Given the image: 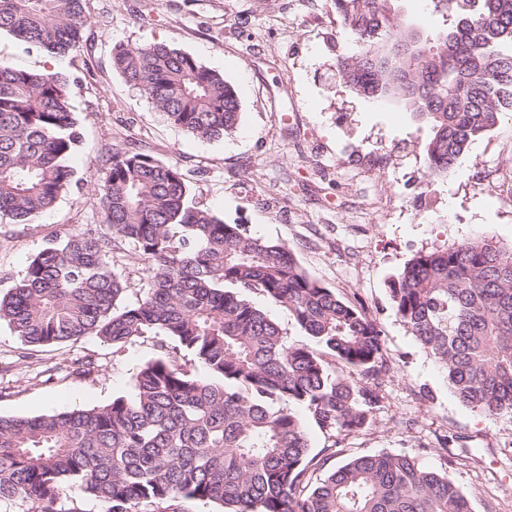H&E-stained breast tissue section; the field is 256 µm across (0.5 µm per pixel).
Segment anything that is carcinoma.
<instances>
[{"label": "carcinoma", "mask_w": 512, "mask_h": 512, "mask_svg": "<svg viewBox=\"0 0 512 512\" xmlns=\"http://www.w3.org/2000/svg\"><path fill=\"white\" fill-rule=\"evenodd\" d=\"M332 2L351 45L336 58L339 77L357 96L400 99L425 120L427 176L451 171L512 111V0H431L448 25L425 37L398 29L394 0ZM87 22L84 0H0V33L51 55L76 50ZM112 65L196 138L239 124L235 87L190 53L119 44ZM75 125L65 77L0 62L1 216L26 224L70 189ZM188 195L178 163L112 153L103 232L46 247L0 296V322L30 346L97 335L124 347L152 332L177 343L140 368L130 397L0 417V504L81 512L78 495L104 512H187L189 500L222 512H471L448 474L410 456L356 455L328 470L336 449L311 453L307 424L334 438L370 423L381 331L310 277L288 244L248 235ZM125 244L149 261V287L122 306L126 282L107 256ZM252 292L286 308L306 342H290ZM389 296L460 402L512 417V249L485 235L420 252Z\"/></svg>", "instance_id": "carcinoma-1"}]
</instances>
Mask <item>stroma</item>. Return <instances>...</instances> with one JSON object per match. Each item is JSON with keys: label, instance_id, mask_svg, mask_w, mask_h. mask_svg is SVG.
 <instances>
[{"label": "stroma", "instance_id": "1", "mask_svg": "<svg viewBox=\"0 0 512 512\" xmlns=\"http://www.w3.org/2000/svg\"><path fill=\"white\" fill-rule=\"evenodd\" d=\"M403 29L441 26L431 0H395ZM78 48L51 57L0 33V60L66 77L81 145L56 206L29 224L0 218V295L65 232H97L113 151L178 162L194 202L252 235L287 243L302 268L365 306L389 371L371 425L336 437L337 460L387 452L448 473L473 512H512V418L463 405L401 319L389 280L417 253L490 235L512 246V112L447 175L428 178L426 126L402 101L354 95L331 0H85ZM162 43L223 73L240 93L235 132L199 139L169 123L112 67L116 44ZM164 334L118 347L96 336L33 348L0 322V417L106 405L133 392Z\"/></svg>", "mask_w": 512, "mask_h": 512}]
</instances>
